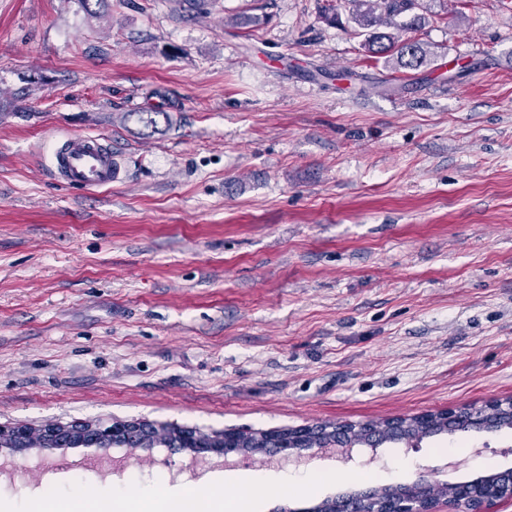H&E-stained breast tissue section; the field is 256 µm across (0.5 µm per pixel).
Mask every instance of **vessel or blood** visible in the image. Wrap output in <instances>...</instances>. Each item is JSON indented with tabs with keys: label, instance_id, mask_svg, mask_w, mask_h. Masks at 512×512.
<instances>
[{
	"label": "vessel or blood",
	"instance_id": "vessel-or-blood-1",
	"mask_svg": "<svg viewBox=\"0 0 512 512\" xmlns=\"http://www.w3.org/2000/svg\"><path fill=\"white\" fill-rule=\"evenodd\" d=\"M50 168L61 184L88 190L109 186L120 175L110 141L80 133L58 141Z\"/></svg>",
	"mask_w": 512,
	"mask_h": 512
}]
</instances>
